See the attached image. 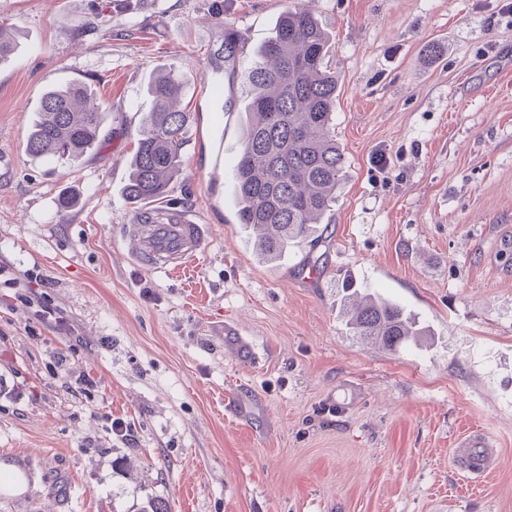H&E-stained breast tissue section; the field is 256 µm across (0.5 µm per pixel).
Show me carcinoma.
Here are the masks:
<instances>
[{"instance_id": "carcinoma-1", "label": "carcinoma", "mask_w": 512, "mask_h": 512, "mask_svg": "<svg viewBox=\"0 0 512 512\" xmlns=\"http://www.w3.org/2000/svg\"><path fill=\"white\" fill-rule=\"evenodd\" d=\"M330 53V38L313 11L289 8L245 75L249 102L234 166L237 218L258 230L256 247L268 261L311 237L336 202L344 155L333 128L339 77L328 69ZM183 87L172 69L147 83L153 109L130 161L125 196L131 204L165 198L182 171L191 120V112L180 108ZM104 112L83 81L47 90L28 134V154L78 163L101 144ZM341 288L352 335L391 352L423 335L400 304L360 295L350 278Z\"/></svg>"}]
</instances>
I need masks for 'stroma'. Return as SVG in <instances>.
<instances>
[{
  "label": "stroma",
  "mask_w": 512,
  "mask_h": 512,
  "mask_svg": "<svg viewBox=\"0 0 512 512\" xmlns=\"http://www.w3.org/2000/svg\"><path fill=\"white\" fill-rule=\"evenodd\" d=\"M300 2L0 0V464L28 484L0 512H512V0H315L343 177L326 235L269 263L236 217L242 77ZM228 26L242 46L211 70ZM171 66L192 122L168 200L213 227L190 280L119 240L145 87ZM75 79L109 140L34 160L44 91ZM346 276L425 337L352 336ZM472 427L496 460L471 482ZM492 448L493 445L489 439L479 431H472L465 435L454 452L457 470L479 478L491 466Z\"/></svg>",
  "instance_id": "stroma-1"
}]
</instances>
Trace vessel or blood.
<instances>
[{"instance_id":"b4317fda","label":"vessel or blood","mask_w":512,"mask_h":512,"mask_svg":"<svg viewBox=\"0 0 512 512\" xmlns=\"http://www.w3.org/2000/svg\"><path fill=\"white\" fill-rule=\"evenodd\" d=\"M121 237L133 241L131 261L153 271H169L192 276L212 237L211 225L201 223L195 213L165 207L135 212L122 225ZM457 470L480 477L492 463V445L481 432L465 435L457 444Z\"/></svg>"}]
</instances>
